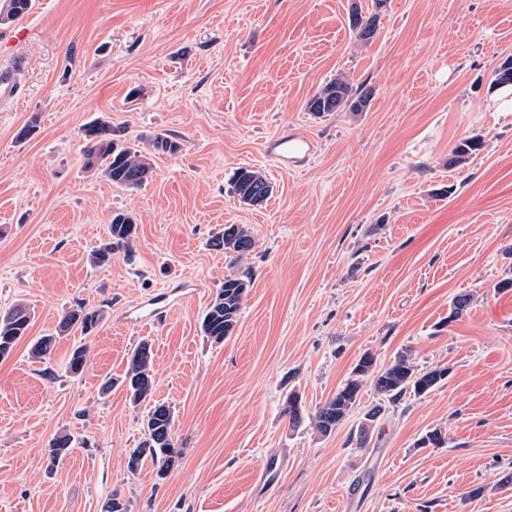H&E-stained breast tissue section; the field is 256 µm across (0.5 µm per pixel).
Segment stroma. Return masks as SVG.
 I'll return each mask as SVG.
<instances>
[{
	"instance_id": "obj_1",
	"label": "stroma",
	"mask_w": 512,
	"mask_h": 512,
	"mask_svg": "<svg viewBox=\"0 0 512 512\" xmlns=\"http://www.w3.org/2000/svg\"><path fill=\"white\" fill-rule=\"evenodd\" d=\"M354 7L381 13L369 44L349 27ZM15 25L23 38L0 43V65H25L0 108V309L35 316L0 359V512H103L114 495L128 512H512V291L495 288L512 269V109L491 87L512 55V0H33ZM340 73L371 90L367 111L307 112ZM98 118L148 152L140 189L85 169ZM291 129L316 146L299 170L262 152ZM157 133L180 151H150ZM475 133L483 150L449 166ZM244 166L272 183L265 204L235 198ZM118 211L136 224L133 252L94 266ZM227 224L256 240L241 261L210 245ZM232 273L251 283L216 343L201 324ZM459 294L472 302L453 320ZM79 304L105 308L96 331L33 362L31 338ZM144 339L182 450L162 477L127 468L149 405L106 385ZM366 353L449 373L387 405L360 448L370 382L331 434L308 417ZM436 428L446 443L421 446ZM63 432L83 445L53 467Z\"/></svg>"
}]
</instances>
